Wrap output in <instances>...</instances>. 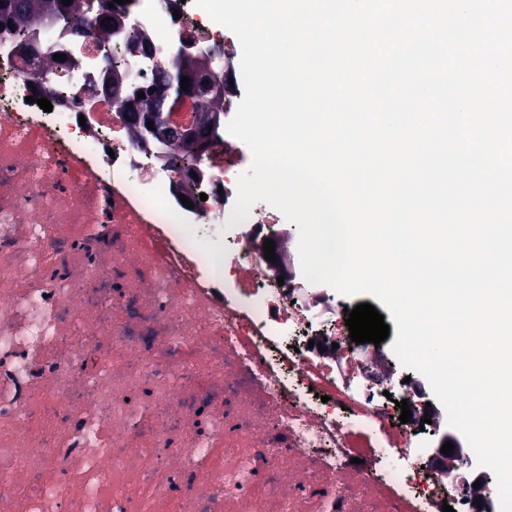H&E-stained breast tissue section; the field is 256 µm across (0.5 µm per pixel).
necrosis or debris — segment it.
<instances>
[{"mask_svg":"<svg viewBox=\"0 0 512 512\" xmlns=\"http://www.w3.org/2000/svg\"><path fill=\"white\" fill-rule=\"evenodd\" d=\"M123 9L103 43L66 16L28 31L61 54L47 67L0 36V512H470L413 446L423 414L398 423L389 382L336 397V359L371 360L333 333L310 346L313 312L258 241L206 247L198 225L231 216L223 125L179 162L105 94L115 72L123 93L144 86L171 46L210 55L220 26L195 0ZM141 42L155 55H131ZM228 263L247 283L214 295ZM361 417L386 436L356 471Z\"/></svg>","mask_w":512,"mask_h":512,"instance_id":"necrosis-or-debris-1","label":"necrosis or debris"}]
</instances>
